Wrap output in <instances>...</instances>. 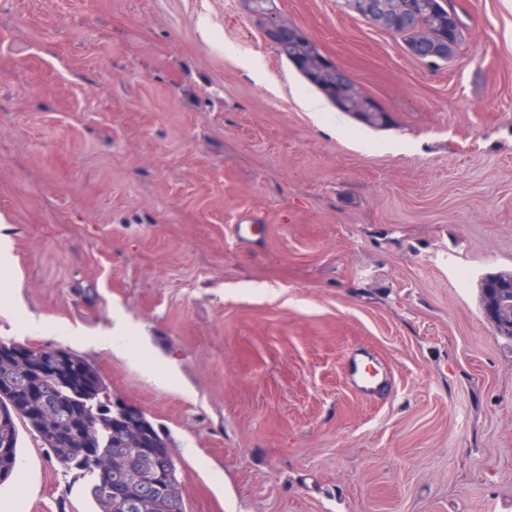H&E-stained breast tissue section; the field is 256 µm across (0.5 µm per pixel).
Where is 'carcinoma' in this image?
Wrapping results in <instances>:
<instances>
[{
    "label": "carcinoma",
    "instance_id": "obj_1",
    "mask_svg": "<svg viewBox=\"0 0 512 512\" xmlns=\"http://www.w3.org/2000/svg\"><path fill=\"white\" fill-rule=\"evenodd\" d=\"M253 13L260 15L261 27H287L290 22L271 16L270 0H253ZM390 13L384 23L366 18L371 25L389 31L405 42L416 44L417 53L446 62L455 56L464 40V25L457 11H431L437 0H386ZM277 54L291 63L307 82L318 90L338 112L374 130L392 126V117L382 112L372 120L362 119L367 94L355 82L336 86L323 69L310 70L315 61L298 47L285 45ZM0 343V484L11 478L18 466L19 425H24L42 444L59 450L62 467L77 470L89 478L88 495L98 512H135L125 505L110 504L104 489L118 485L123 474L115 465L112 449L126 447L113 437L111 426L96 420V405L112 391L99 372L84 358L67 348H59L60 365L48 363L40 371L21 377L23 361L6 353ZM139 444L147 448H167L168 438L147 416L139 422ZM107 452L101 453L99 449Z\"/></svg>",
    "mask_w": 512,
    "mask_h": 512
}]
</instances>
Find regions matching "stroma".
<instances>
[{
  "mask_svg": "<svg viewBox=\"0 0 512 512\" xmlns=\"http://www.w3.org/2000/svg\"><path fill=\"white\" fill-rule=\"evenodd\" d=\"M458 2L431 65L342 0H274L395 121L332 134L242 0H0V341L69 348L162 427L185 512H512V337L480 301L512 272V0ZM94 509L21 430L0 512ZM231 237L240 247H251L260 242L264 227L259 220L246 213L239 217L237 224H232ZM130 328L123 320H118L112 326V332L99 339L100 345L109 348L117 355L127 356L126 336L130 333ZM358 359H352L348 364L347 380L348 384L359 394L365 397H372L379 390L381 382L374 377L366 376L361 367L366 363L365 356L358 354Z\"/></svg>",
  "mask_w": 512,
  "mask_h": 512,
  "instance_id": "stroma-1",
  "label": "stroma"
}]
</instances>
